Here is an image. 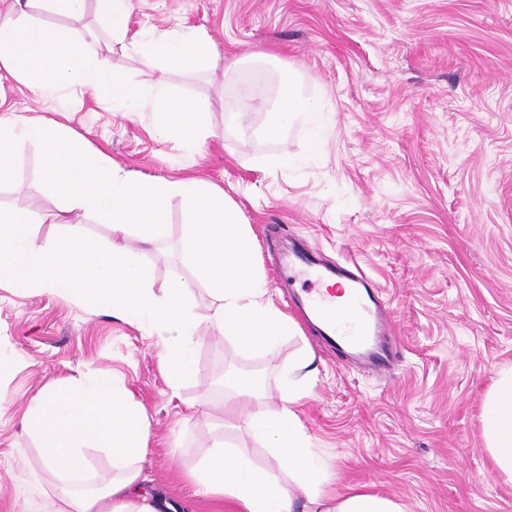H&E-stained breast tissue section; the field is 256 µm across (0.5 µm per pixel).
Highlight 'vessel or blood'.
Listing matches in <instances>:
<instances>
[{
  "label": "vessel or blood",
  "mask_w": 512,
  "mask_h": 512,
  "mask_svg": "<svg viewBox=\"0 0 512 512\" xmlns=\"http://www.w3.org/2000/svg\"><path fill=\"white\" fill-rule=\"evenodd\" d=\"M335 275L344 279L350 290L348 314L337 316L331 299L323 294L309 302L310 312L324 326L325 339L338 353L354 350L355 360L364 366L377 368L390 362L394 353L384 344L390 311L377 288L361 272L340 267Z\"/></svg>",
  "instance_id": "vessel-or-blood-1"
}]
</instances>
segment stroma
<instances>
[{
    "instance_id": "obj_1",
    "label": "stroma",
    "mask_w": 512,
    "mask_h": 512,
    "mask_svg": "<svg viewBox=\"0 0 512 512\" xmlns=\"http://www.w3.org/2000/svg\"><path fill=\"white\" fill-rule=\"evenodd\" d=\"M28 14L69 30L86 50L142 92L138 112L78 85L47 95L0 82V109L49 118L83 136L114 166L141 177H196L222 188L245 215L275 301L297 316L313 283L302 265L358 266L391 307L397 355L372 370L341 358L300 323L275 354L241 350L209 318L205 283L181 259L185 205L172 199L161 238L144 246L156 294L190 280L199 318L196 371L171 391L167 338L66 297L0 288V512H54L57 481L22 425L34 395L70 377L109 371L146 410L149 453L140 498L176 512H236L195 495L188 474L216 442L250 454L255 403L281 408L295 355L312 349L315 384L295 407L336 485H362L404 512H512V483L498 476L481 428L485 394L512 367V0H131L130 28L208 36L210 71L147 69L131 50L106 47L95 0L82 16L32 4ZM325 106L320 151L305 153L303 122L275 129L280 66ZM193 99L207 90L211 126L190 147L156 131L159 85ZM253 111L225 124L224 112ZM293 168L273 165L282 152ZM38 146L21 143L16 178L0 203L31 213L38 242L66 224L107 240L100 217L69 212L40 182ZM258 368V389H226L224 369Z\"/></svg>"
}]
</instances>
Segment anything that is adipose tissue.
I'll return each mask as SVG.
<instances>
[{
  "mask_svg": "<svg viewBox=\"0 0 512 512\" xmlns=\"http://www.w3.org/2000/svg\"><path fill=\"white\" fill-rule=\"evenodd\" d=\"M97 5L109 22L112 41L129 44L145 67L208 69L219 61L215 44L204 36L163 32L145 41L131 38L129 0H97ZM2 71L42 94L72 85L104 88L113 104L126 112L135 111L140 98L130 81L88 55L69 31L29 19L13 8L0 13ZM155 101L160 135L177 137L189 146L199 142L209 126L206 106L163 85ZM298 119L308 126V149L319 148L324 134L322 108L304 97L288 74L274 109V125L285 128ZM313 360L308 352L285 368L280 410L269 412L259 405L248 415L251 436L272 450L273 462L217 442L203 467L189 475L198 495L230 498L237 512H403L399 504L375 493L331 489L330 477L294 410L311 392L308 367ZM23 423L40 442L45 468L63 482L55 512H157L155 506L138 505L129 498L142 476L150 424L143 408L110 373L48 385L33 397ZM482 430L496 470L512 482V368L499 372L484 400ZM89 448L104 449L115 474L91 490L77 491L73 485L84 479V453ZM280 468L287 470L289 482L277 476Z\"/></svg>",
  "mask_w": 512,
  "mask_h": 512,
  "instance_id": "1",
  "label": "adipose tissue"
}]
</instances>
